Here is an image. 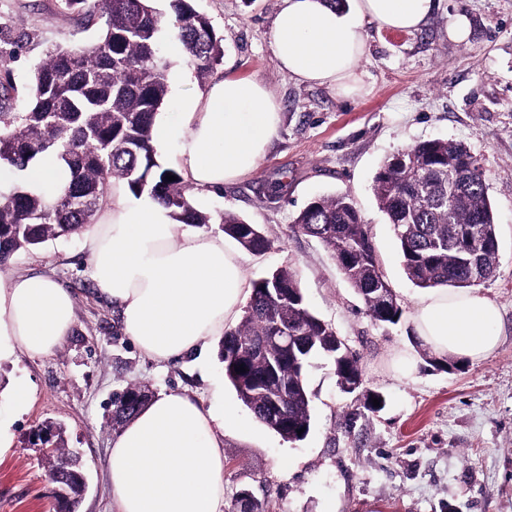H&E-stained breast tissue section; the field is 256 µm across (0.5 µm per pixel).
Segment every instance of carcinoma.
I'll list each match as a JSON object with an SVG mask.
<instances>
[{
    "label": "carcinoma",
    "mask_w": 512,
    "mask_h": 512,
    "mask_svg": "<svg viewBox=\"0 0 512 512\" xmlns=\"http://www.w3.org/2000/svg\"><path fill=\"white\" fill-rule=\"evenodd\" d=\"M63 10L94 13L101 35L91 45H53L33 70L29 102L21 112L5 107L14 90L0 81V164L19 171L53 157L66 182L36 192L19 182L0 191V271L21 250L77 235L108 190L124 185L135 196L163 205L178 223L204 227L214 217L191 202L175 169L161 166L153 127L168 95L167 65L160 57L164 15L155 0H59ZM174 30L187 62L205 78L222 59L221 39L189 0H171ZM177 177L175 181L167 175ZM379 208L393 224L403 270L422 289H464L494 276L499 258L497 224L476 157L452 139H432L391 155L374 179ZM224 235L252 253L271 248L257 226L226 211ZM297 231L319 240L363 300L371 319L394 324L397 297L373 304L387 279L358 210L346 194L311 201L295 220ZM288 341L274 344V337ZM328 357L337 379L362 378L358 355L309 308L293 269L281 265L253 283L240 322L225 331L218 356L239 400L268 429L288 442L304 440L311 426L305 374L311 360ZM246 371L238 374L235 368ZM153 397L145 386L112 395L114 426H121ZM38 436L65 449L52 472L79 470L64 429L53 421ZM230 512H269L254 495L239 496Z\"/></svg>",
    "instance_id": "carcinoma-1"
}]
</instances>
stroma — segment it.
Listing matches in <instances>:
<instances>
[{"instance_id": "35a3bbf8", "label": "stroma", "mask_w": 512, "mask_h": 512, "mask_svg": "<svg viewBox=\"0 0 512 512\" xmlns=\"http://www.w3.org/2000/svg\"><path fill=\"white\" fill-rule=\"evenodd\" d=\"M223 40L215 79H256L277 102L281 122L253 174L214 193L191 190L198 209L231 211L271 240L263 254L245 253L256 281L291 265L310 309L360 356L361 391H340L333 365L315 358L306 373L311 427L288 442L257 421L226 385L218 356L158 368L123 334L111 302L100 298L81 236L18 252L7 276L43 274L74 298L76 321L52 354L19 353L0 361V424L10 445L0 448V512H55L49 463L29 444L32 430L51 420L79 452L88 487L78 512H112L107 481L112 395L131 384L152 392L176 389L212 401L224 383V404L239 419L224 433V491L241 488L268 499L269 512H512V0H435L414 31L366 26L362 87L349 96L303 83L280 70L271 27L281 0H194ZM465 19L468 37L449 30ZM98 24L58 9L56 0H0V75L12 77L14 110L29 93L30 76L54 44L88 45ZM169 92L164 112L204 89L186 61L162 37ZM433 138L454 139L477 157L499 239L495 275L477 286L500 309L498 349L473 363L448 356L443 367L415 334L411 315L421 294L406 277L394 228L379 210L373 178L391 154ZM350 194L367 224L379 265L402 315L380 325L315 238L294 228L314 198ZM413 354L411 377L392 369L395 351ZM33 393L24 412L7 394L17 381ZM382 394L378 412L362 410L363 395ZM354 421H347V413Z\"/></svg>"}]
</instances>
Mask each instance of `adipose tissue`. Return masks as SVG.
I'll use <instances>...</instances> for the list:
<instances>
[{
	"label": "adipose tissue",
	"mask_w": 512,
	"mask_h": 512,
	"mask_svg": "<svg viewBox=\"0 0 512 512\" xmlns=\"http://www.w3.org/2000/svg\"><path fill=\"white\" fill-rule=\"evenodd\" d=\"M433 0H354L337 10L326 0H282L271 39L279 68L303 83L350 94L367 48L364 20L396 30L419 29ZM280 112L256 80L224 78L182 100L176 117H158V151L176 147V165L211 193L251 174L275 136ZM98 296L120 310V326L158 367L206 357L241 317L251 288L241 251L220 233L174 221L148 197L117 195L86 232ZM497 304L472 292L435 289L412 315L419 340L438 357L478 362L500 339ZM75 323L70 293L48 278L18 275L0 283V357L21 350L53 353ZM215 402L163 391L112 439L108 481L114 512H225L224 430L235 421L222 390Z\"/></svg>",
	"instance_id": "1"
}]
</instances>
